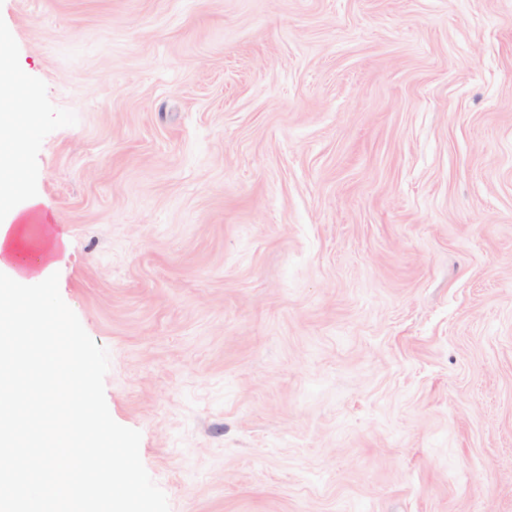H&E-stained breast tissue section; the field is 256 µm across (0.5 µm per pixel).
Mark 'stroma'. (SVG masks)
<instances>
[{
	"label": "stroma",
	"instance_id": "1",
	"mask_svg": "<svg viewBox=\"0 0 512 512\" xmlns=\"http://www.w3.org/2000/svg\"><path fill=\"white\" fill-rule=\"evenodd\" d=\"M0 30L142 512H512V0H0Z\"/></svg>",
	"mask_w": 512,
	"mask_h": 512
}]
</instances>
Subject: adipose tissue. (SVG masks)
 Returning <instances> with one entry per match:
<instances>
[{
    "label": "adipose tissue",
    "mask_w": 512,
    "mask_h": 512,
    "mask_svg": "<svg viewBox=\"0 0 512 512\" xmlns=\"http://www.w3.org/2000/svg\"><path fill=\"white\" fill-rule=\"evenodd\" d=\"M26 84L0 59V448L31 477L21 509L7 499L0 512H126L114 498L131 482L122 439L92 398L89 353L60 331L52 282L67 239L30 188Z\"/></svg>",
    "instance_id": "adipose-tissue-1"
}]
</instances>
